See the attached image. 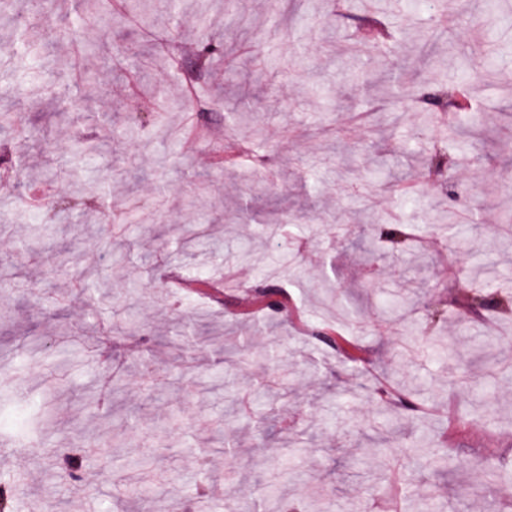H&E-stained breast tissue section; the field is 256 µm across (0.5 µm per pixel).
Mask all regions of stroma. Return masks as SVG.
Segmentation results:
<instances>
[{
  "label": "stroma",
  "mask_w": 512,
  "mask_h": 512,
  "mask_svg": "<svg viewBox=\"0 0 512 512\" xmlns=\"http://www.w3.org/2000/svg\"><path fill=\"white\" fill-rule=\"evenodd\" d=\"M484 0H438L437 10L467 16L452 36L420 53L410 34L434 27L419 0H104L84 23L69 24L81 0H6L27 25H0V168L14 182L0 189V475L19 491L12 512H179L206 476L212 512L224 496L259 503L271 495L322 501L329 512L351 502L372 507L401 477L402 512H499L512 500V480L481 481L485 463L512 464V374L495 373L512 359V272L502 278L509 300L500 314L461 308L479 284L473 267L498 259L512 242V0L487 12ZM209 40L223 55L200 62ZM137 73L134 98L126 78ZM192 82L193 98L178 86ZM460 82L472 85L482 127L470 142L477 170L455 171L454 192L419 188L418 205L395 191L432 167L436 152L453 157L454 127L440 108L421 101ZM250 112L252 127L234 126ZM431 120H424V113ZM206 130L194 149L187 123ZM109 136L111 152L89 159L84 143ZM251 167L225 160L241 149ZM394 174L374 171L376 154ZM101 187L86 206L82 231L58 221ZM453 209L470 228L464 249L434 215ZM126 226L135 260L115 264L101 213ZM290 216L282 237L265 224ZM194 225L199 239L183 253L159 249L173 225ZM378 224H404L414 237L440 241L420 252L425 284L416 317L420 334L443 350L420 347L396 317L380 309L406 278L403 259L385 254L365 263L358 239ZM253 253L240 264L242 251ZM71 265H62L63 257ZM457 259L448 282L443 257ZM239 267L240 278L224 269ZM107 284L113 301L133 298L136 330L100 339L86 314L80 274ZM207 274L213 285L168 287L170 274ZM288 291L292 309L271 314L245 301L257 283ZM340 296H333V287ZM199 313L214 330L192 361L200 372L222 369L227 393L197 395L175 385L168 343L173 310ZM351 339L364 362L351 371L336 349L298 329V312ZM249 327L252 349L277 350L288 375L271 397L287 405L259 410L267 390L260 365H235L234 330ZM150 336L154 360L143 374L137 353ZM41 339L40 352L24 351ZM124 382L109 404L81 406L85 384L108 371ZM417 378L420 408L393 407L383 430L370 420L377 381ZM233 394L235 414H224ZM31 418L15 432L16 415ZM446 449V466L415 451L419 436ZM236 448L225 457V442ZM90 447L79 486L50 477L60 454Z\"/></svg>",
  "instance_id": "obj_1"
}]
</instances>
